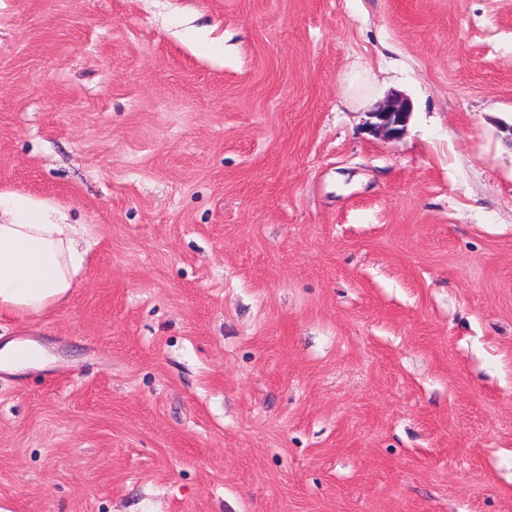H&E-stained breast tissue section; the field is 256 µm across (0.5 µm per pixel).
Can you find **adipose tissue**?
Listing matches in <instances>:
<instances>
[{
	"instance_id": "1",
	"label": "adipose tissue",
	"mask_w": 512,
	"mask_h": 512,
	"mask_svg": "<svg viewBox=\"0 0 512 512\" xmlns=\"http://www.w3.org/2000/svg\"><path fill=\"white\" fill-rule=\"evenodd\" d=\"M90 244L86 228L29 195L0 190V320L24 322L69 295Z\"/></svg>"
}]
</instances>
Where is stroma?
Instances as JSON below:
<instances>
[{
    "instance_id": "obj_1",
    "label": "stroma",
    "mask_w": 512,
    "mask_h": 512,
    "mask_svg": "<svg viewBox=\"0 0 512 512\" xmlns=\"http://www.w3.org/2000/svg\"><path fill=\"white\" fill-rule=\"evenodd\" d=\"M0 189V512H512V0H0ZM411 111L410 102L406 98L388 100L374 112H370L369 127L375 133L396 136L404 127ZM29 195L0 190V320L24 322L64 301L90 244L83 224ZM22 351H25L26 354L22 355ZM42 357L43 353L39 349L9 342L0 350V368L12 372L17 368L35 365Z\"/></svg>"
}]
</instances>
